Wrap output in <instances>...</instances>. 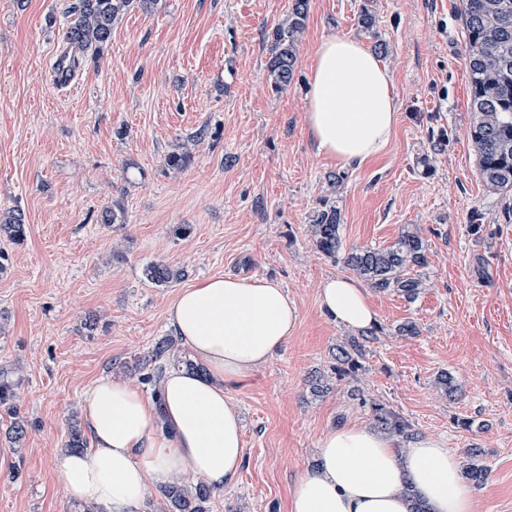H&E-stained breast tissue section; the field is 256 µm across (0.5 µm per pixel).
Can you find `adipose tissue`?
<instances>
[{
    "label": "adipose tissue",
    "mask_w": 512,
    "mask_h": 512,
    "mask_svg": "<svg viewBox=\"0 0 512 512\" xmlns=\"http://www.w3.org/2000/svg\"><path fill=\"white\" fill-rule=\"evenodd\" d=\"M309 73L306 124L317 153L353 167L382 152L398 103L381 60L359 41L335 36L320 43ZM319 301L350 329L376 321L368 290L355 279L324 280ZM167 320L204 372L170 370L149 396L99 378L82 397L91 446L59 459L69 494L101 512H137L147 483L164 485L187 471L217 492L235 485L246 448L228 393L287 343L299 312L275 282L219 276L181 291ZM407 481L427 512H472V490L442 439L422 436L401 451L394 438L359 424L319 439L288 512H411Z\"/></svg>",
    "instance_id": "1"
}]
</instances>
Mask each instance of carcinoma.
<instances>
[{
    "mask_svg": "<svg viewBox=\"0 0 512 512\" xmlns=\"http://www.w3.org/2000/svg\"><path fill=\"white\" fill-rule=\"evenodd\" d=\"M158 0H75L72 20L63 33L65 53L73 67H80L85 52L98 54L112 39V30L133 4L145 11ZM468 31L466 61L472 100L470 137L478 155L479 175L492 191L512 190V0H463ZM308 14V0H292L288 25L273 31L271 56L267 62V80L274 91L290 84L298 58L301 35ZM341 211L325 205L310 216L308 232L315 249L328 257L341 253ZM0 233L20 241L25 236L24 216L19 210L0 221ZM343 254V253H341ZM343 263L356 277L378 292H392L414 302L428 287L422 268L428 265L427 244L415 224H410L391 245L361 247L343 254ZM147 277L165 285L178 280L182 272L165 264H152ZM378 340L369 330L348 337L337 347L336 376L356 377L369 344ZM175 341L159 339L142 359L126 366V374L157 383L174 358ZM356 396L370 406L375 426L396 438L413 436L412 424L374 397L359 390ZM480 451H468L470 462L463 465L464 475L475 487L486 480L488 469L479 463ZM165 512H208L215 492L201 479H176L160 488Z\"/></svg>",
    "mask_w": 512,
    "mask_h": 512,
    "instance_id": "obj_1",
    "label": "carcinoma"
}]
</instances>
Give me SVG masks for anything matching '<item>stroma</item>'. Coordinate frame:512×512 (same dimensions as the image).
<instances>
[{"label":"stroma","mask_w":512,"mask_h":512,"mask_svg":"<svg viewBox=\"0 0 512 512\" xmlns=\"http://www.w3.org/2000/svg\"><path fill=\"white\" fill-rule=\"evenodd\" d=\"M73 3L0 0V215L18 208L26 222L23 241L0 237V370L18 378L27 422L11 439L0 406V512H72L57 455L83 393L103 376L124 380V362L171 335L176 295L215 275L277 283L299 322L228 393L246 460L209 512H284L319 438L371 424L355 387L458 457L480 448L489 472L474 512H512V191L484 186L469 138L462 0H309L294 78L279 92L266 80L267 34L287 25L292 0L132 6L71 89L49 75ZM332 36L383 45L398 102L389 144L357 168L317 154L306 125L309 65ZM201 127L207 138L190 142ZM182 152L185 166L171 169L167 157ZM327 201L342 212L344 248L390 245L407 224L428 245L417 301L370 291L380 334L355 382L334 371L349 330L318 301L347 269L307 235ZM112 206L122 221L101 223ZM155 263L184 276L155 284L145 274ZM408 320L418 335H397ZM443 371L454 398L436 384ZM315 376L327 393H312Z\"/></svg>","instance_id":"1"}]
</instances>
